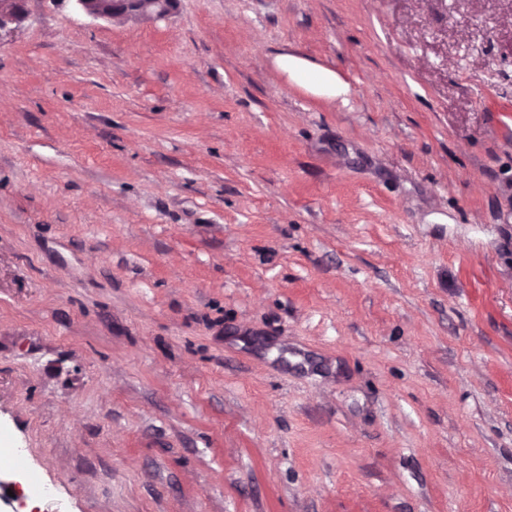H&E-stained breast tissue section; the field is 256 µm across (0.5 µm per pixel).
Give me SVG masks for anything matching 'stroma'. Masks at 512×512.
<instances>
[{
  "label": "stroma",
  "mask_w": 512,
  "mask_h": 512,
  "mask_svg": "<svg viewBox=\"0 0 512 512\" xmlns=\"http://www.w3.org/2000/svg\"><path fill=\"white\" fill-rule=\"evenodd\" d=\"M25 9L0 445L42 512H512V0ZM76 11L95 20L122 18L162 20L175 8V0H69ZM276 68L294 87L329 102L335 101L347 90L335 71L295 54L277 56Z\"/></svg>",
  "instance_id": "1"
}]
</instances>
